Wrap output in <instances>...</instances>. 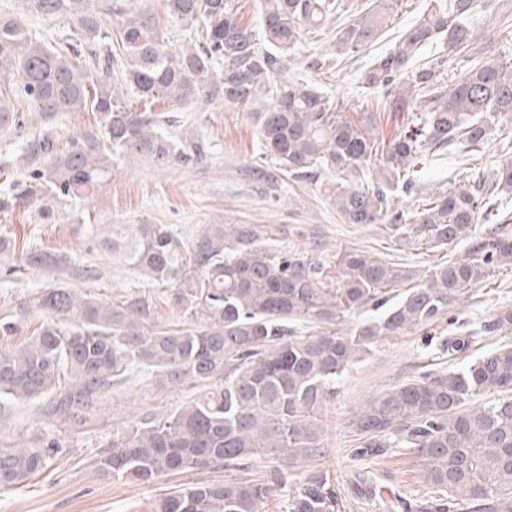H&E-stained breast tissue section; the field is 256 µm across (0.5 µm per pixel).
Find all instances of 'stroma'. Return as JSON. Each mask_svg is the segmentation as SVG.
<instances>
[{"label":"stroma","mask_w":512,"mask_h":512,"mask_svg":"<svg viewBox=\"0 0 512 512\" xmlns=\"http://www.w3.org/2000/svg\"><path fill=\"white\" fill-rule=\"evenodd\" d=\"M428 0H393L381 37L358 53L339 54L334 45L336 23L328 21L317 30L304 32L285 77L303 80L320 88L332 102L343 105L344 118L362 119L376 110L378 99L362 87L363 74L373 54L394 45L401 33L421 19ZM19 16L47 44L69 42L80 53L89 46L78 39L70 18L44 19L23 10L21 0H0V17ZM512 17V0H480L474 14L478 31L476 54L503 58L500 37L503 22ZM134 111L171 112L176 134H187L206 144L202 157L186 165L162 166L147 158L120 154L111 173L83 199L51 198L43 206H18L0 211V234L14 239L17 248L37 246L67 250L77 266H96L99 276L87 281L67 275L68 287L117 301L146 295L156 302L155 316L162 325H188L186 304L177 302L172 287L159 284L100 253L86 252L82 241L90 224H167L185 238H194L206 224H255L263 227L280 250L301 245V234H319L320 254H333L348 244L423 270L436 257L456 258L465 244L432 254L420 250L403 232L383 224H348L336 209L332 195L336 174L322 173L318 182L293 183L267 155L260 143L257 114L252 108L224 106L215 101L185 109L170 103L132 101ZM377 111V110H376ZM57 149L100 129L98 113L80 111L46 123ZM512 140V124H500L479 145L473 160L440 153L420 173L416 192L398 195L391 204L397 210L416 207L419 198L448 189L451 181L489 176L504 160L503 140ZM47 274L42 270L6 273L0 264V315L11 311L24 295L40 287ZM512 306V273L500 275L497 284L480 289L472 298L459 301V321L468 328L491 321L499 308ZM447 357L428 346L421 330L379 341L370 355L353 365L337 384L335 399L321 414V464L337 478L347 500L346 512H383L380 499L356 495L351 481L355 472H369L384 492H399L411 500L427 494L417 459L388 454L377 459L353 458L348 422L374 395L414 374L448 369ZM196 387H173L141 371L101 393L85 422H72L54 409V397L10 405L0 413V448L35 447L58 441L63 452L38 475L8 489H0V512H158L164 494L195 481L221 480L225 473L208 469L165 476L150 484L112 480L98 473L93 462L110 448L113 436L131 430L135 419L163 417L192 399Z\"/></svg>","instance_id":"1"}]
</instances>
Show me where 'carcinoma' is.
<instances>
[{"label":"carcinoma","instance_id":"1","mask_svg":"<svg viewBox=\"0 0 512 512\" xmlns=\"http://www.w3.org/2000/svg\"><path fill=\"white\" fill-rule=\"evenodd\" d=\"M43 18L70 17L89 44L108 37L104 16L120 18L118 50L92 64L74 50L50 48L22 20L0 19V128H20L11 85L47 121L68 112L99 114L100 134L58 152L43 136L26 142L21 155L51 156L27 180L10 183L0 209L41 202L53 195L83 198L109 174L112 158L139 153L166 165L187 163L203 144L180 139L151 112H135L124 94L179 108L223 101L260 103V138L281 169L296 181L313 182L322 171L344 180L333 200L348 224H389L423 237L431 249L470 241L467 252L420 276L378 253L345 248L329 259L310 250L288 253L262 244L254 224H206L192 240L167 224H90L88 251L115 256L129 268L175 288L190 315V328L154 321L152 300L118 302L52 282L35 289L8 314L0 336H14L33 312L44 317L36 332L15 347L0 348V411L8 404L55 392L59 379H73L59 408L79 418L91 412L102 391L136 367L179 386L198 384L194 398L161 418H144L112 439L96 468L117 481L150 484L160 477L198 469L245 471L267 456L278 463L267 479L245 474L200 481L171 492L159 512H260L276 491L287 493L289 512H344L346 499L333 473L323 467L295 472L321 458L318 411L336 394L349 365L371 352L380 338L411 328L432 332L428 342L464 364L446 372L424 371L379 393L354 415L357 445L352 456L375 458L394 448L420 460L429 494L417 512H512V345L477 358L476 337L445 336L452 306L466 291L489 285L512 271V235L475 236L474 225L500 221L503 198L512 203V160L490 180L461 182L422 200L415 211L391 208L395 192L416 185V166L427 151L448 147L469 153L499 123L512 121V60L471 62L446 85L451 59L418 62V51L439 41L450 51L472 49L477 0H430L427 14L388 51L372 57L364 84L390 108L424 105V118L407 124L382 146L371 137L376 119L343 118L316 87L278 76L302 33L349 13L348 0H261L263 41L245 27L237 0H165L168 13L199 40L174 47L153 18L103 0H24ZM374 0L336 34V49L356 52L381 37L384 6ZM124 60L120 86L97 71ZM377 164L378 177L366 179ZM7 272H61L67 252L29 247L0 235V263ZM350 330L331 328L336 317L377 311ZM483 332L512 333V308L500 309ZM62 452L55 440L37 448H0V488L44 470Z\"/></svg>","mask_w":512,"mask_h":512}]
</instances>
